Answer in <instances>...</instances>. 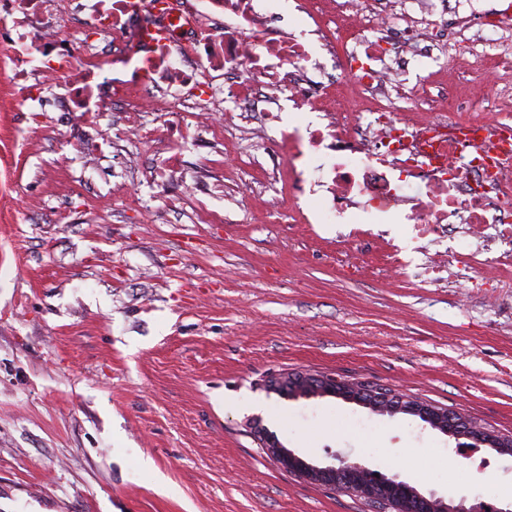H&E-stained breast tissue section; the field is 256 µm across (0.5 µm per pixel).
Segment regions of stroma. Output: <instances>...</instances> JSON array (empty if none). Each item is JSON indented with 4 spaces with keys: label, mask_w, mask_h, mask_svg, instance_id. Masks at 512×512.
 I'll return each mask as SVG.
<instances>
[{
    "label": "stroma",
    "mask_w": 512,
    "mask_h": 512,
    "mask_svg": "<svg viewBox=\"0 0 512 512\" xmlns=\"http://www.w3.org/2000/svg\"><path fill=\"white\" fill-rule=\"evenodd\" d=\"M446 89L485 98L490 60L440 59ZM0 62V512H368L288 473L259 428L309 461L342 454L422 493L512 500V457L486 469L418 418L331 397L285 398L281 373L393 388L512 434V257L475 254L468 226L273 224L288 205L259 114L196 134L165 185L164 112L116 143L121 103L72 112ZM264 129V128H263ZM194 184L187 199L181 183ZM485 287L431 282L465 255Z\"/></svg>",
    "instance_id": "obj_1"
}]
</instances>
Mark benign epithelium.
Listing matches in <instances>:
<instances>
[{
    "mask_svg": "<svg viewBox=\"0 0 512 512\" xmlns=\"http://www.w3.org/2000/svg\"><path fill=\"white\" fill-rule=\"evenodd\" d=\"M273 390L289 398L334 397L355 403L381 415L410 414L431 428L455 440L468 439L478 445L492 446L502 454H512V444L496 437L486 428L478 427L468 419L457 418L458 412L446 406L408 398L396 391H385L362 382L338 378L334 375L294 373L284 375L273 385ZM262 446L286 471L305 480L343 490L358 484L363 496L372 501L399 500L402 512H512V502L489 505L466 496L458 498L454 507L433 493L425 495L394 474L384 478L375 475L368 464L350 461L334 455V463L323 466L307 462L293 450L283 446L271 433H263Z\"/></svg>",
    "mask_w": 512,
    "mask_h": 512,
    "instance_id": "obj_1",
    "label": "benign epithelium"
}]
</instances>
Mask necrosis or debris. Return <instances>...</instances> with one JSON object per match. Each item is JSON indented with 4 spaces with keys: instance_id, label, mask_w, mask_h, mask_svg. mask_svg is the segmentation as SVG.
Returning <instances> with one entry per match:
<instances>
[{
    "instance_id": "4bbe7bcc",
    "label": "necrosis or debris",
    "mask_w": 512,
    "mask_h": 512,
    "mask_svg": "<svg viewBox=\"0 0 512 512\" xmlns=\"http://www.w3.org/2000/svg\"><path fill=\"white\" fill-rule=\"evenodd\" d=\"M295 0L312 31L285 30L260 0H0L8 22L5 51L14 79L26 89L27 64L38 62L66 92L71 111L99 112L98 86L110 84L113 100L129 114L114 138L147 136L137 113L181 103L192 92L207 104L216 87L243 112H261L277 126L284 147L288 209L283 224H325L355 216L361 224L405 222L478 225L493 241L512 244V116L475 112L454 93L448 107L457 119H422L395 108L406 81L407 54L427 59L447 45L439 0ZM84 14L86 28L63 38L53 19ZM458 33L476 31L496 70L512 75V31L494 14L456 19ZM156 31L146 41V31ZM335 56L337 84L352 86L369 102L364 112L332 111L325 123L286 127L274 103L323 110L327 82H312L319 53ZM170 98L159 99L161 86ZM324 111V110H323ZM324 153L316 179L306 158ZM324 194L322 208L305 213L306 183Z\"/></svg>"
}]
</instances>
